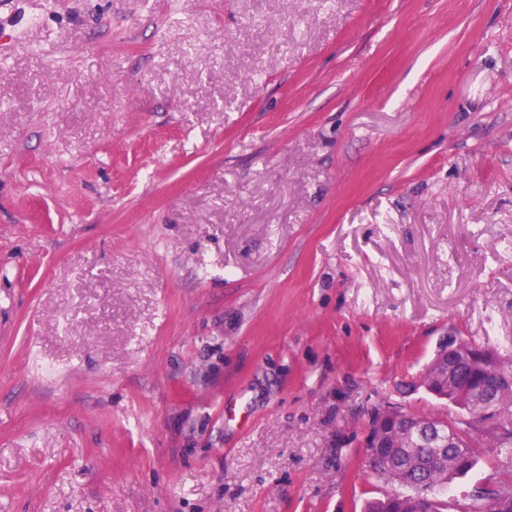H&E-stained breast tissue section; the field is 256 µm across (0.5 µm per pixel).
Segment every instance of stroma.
<instances>
[{
    "instance_id": "35a3bbf8",
    "label": "stroma",
    "mask_w": 512,
    "mask_h": 512,
    "mask_svg": "<svg viewBox=\"0 0 512 512\" xmlns=\"http://www.w3.org/2000/svg\"><path fill=\"white\" fill-rule=\"evenodd\" d=\"M0 29V512H361L440 339L512 355V0Z\"/></svg>"
}]
</instances>
